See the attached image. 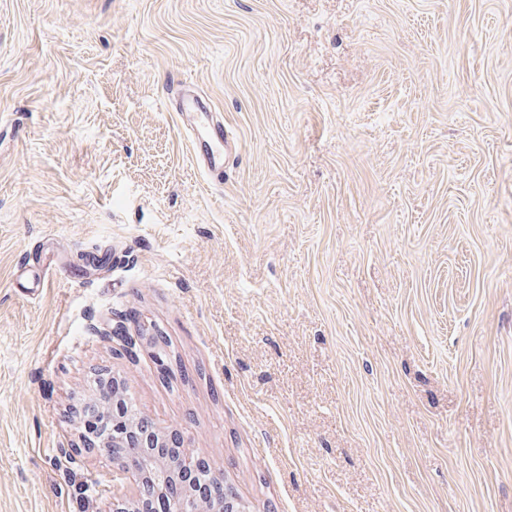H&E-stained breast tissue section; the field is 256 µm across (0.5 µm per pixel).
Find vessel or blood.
Returning a JSON list of instances; mask_svg holds the SVG:
<instances>
[{
  "instance_id": "obj_1",
  "label": "vessel or blood",
  "mask_w": 512,
  "mask_h": 512,
  "mask_svg": "<svg viewBox=\"0 0 512 512\" xmlns=\"http://www.w3.org/2000/svg\"><path fill=\"white\" fill-rule=\"evenodd\" d=\"M176 110L186 116L193 130L204 129L210 133L214 146L210 152L201 155L200 162L212 182H223L224 155L236 147L234 138L224 128L223 118L211 112L205 101L196 96L179 95Z\"/></svg>"
}]
</instances>
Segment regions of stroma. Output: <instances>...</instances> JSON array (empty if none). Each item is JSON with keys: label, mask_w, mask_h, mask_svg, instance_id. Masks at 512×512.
<instances>
[{"label": "stroma", "mask_w": 512, "mask_h": 512, "mask_svg": "<svg viewBox=\"0 0 512 512\" xmlns=\"http://www.w3.org/2000/svg\"><path fill=\"white\" fill-rule=\"evenodd\" d=\"M103 369L251 512H512V0H0V512L123 497ZM176 110L186 116L195 131L192 142L195 144L200 129H206L213 141L214 147L210 152L199 155L202 168L212 182L224 181V154L236 150V141L224 130V120L221 115L211 112L202 98L186 96L185 92L178 93Z\"/></svg>", "instance_id": "35a3bbf8"}]
</instances>
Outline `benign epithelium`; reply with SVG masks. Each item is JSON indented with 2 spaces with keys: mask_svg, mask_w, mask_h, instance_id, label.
<instances>
[{
  "mask_svg": "<svg viewBox=\"0 0 512 512\" xmlns=\"http://www.w3.org/2000/svg\"><path fill=\"white\" fill-rule=\"evenodd\" d=\"M119 388L105 389L90 401L80 403L79 411L90 408L96 414L108 415L110 410L124 412L125 432L119 440L133 449L129 459L113 452V442L95 436L81 439V446L62 448L60 452L85 451L112 459L113 469L130 483V497L113 505V512H150L155 491L164 490L170 499L167 512H238V494L224 482L222 470L213 461L185 450L176 460L164 459V433L154 423L124 404Z\"/></svg>",
  "mask_w": 512,
  "mask_h": 512,
  "instance_id": "benign-epithelium-1",
  "label": "benign epithelium"
}]
</instances>
